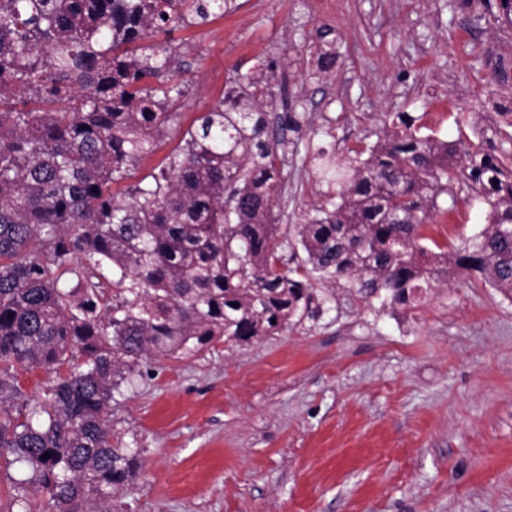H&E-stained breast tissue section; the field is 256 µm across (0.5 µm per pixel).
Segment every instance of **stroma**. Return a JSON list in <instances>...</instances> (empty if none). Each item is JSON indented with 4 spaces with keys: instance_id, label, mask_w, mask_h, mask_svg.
<instances>
[{
    "instance_id": "obj_1",
    "label": "stroma",
    "mask_w": 512,
    "mask_h": 512,
    "mask_svg": "<svg viewBox=\"0 0 512 512\" xmlns=\"http://www.w3.org/2000/svg\"><path fill=\"white\" fill-rule=\"evenodd\" d=\"M488 0H236L172 30L182 128L258 75L304 113L277 206L288 225L335 188L310 163L376 141L404 112L451 141L457 112H512V27ZM340 57L317 68L319 33ZM487 207L424 231L459 246ZM322 311L241 346L160 360L124 382L112 442L135 479L112 512H512V299L446 267L413 307L323 288Z\"/></svg>"
}]
</instances>
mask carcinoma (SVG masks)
<instances>
[{"label":"carcinoma","instance_id":"1","mask_svg":"<svg viewBox=\"0 0 512 512\" xmlns=\"http://www.w3.org/2000/svg\"><path fill=\"white\" fill-rule=\"evenodd\" d=\"M232 5L0 0V458L28 469L6 512H33L39 492L56 512H111L137 469L112 445L127 377L313 320L320 287L409 305L445 256L512 293L511 112L453 141L401 112L371 146L317 151L338 201L291 234L274 196L298 145L283 130L300 132L305 115L271 120L269 90L200 113L164 165L112 192L180 124L174 56L143 40ZM328 33L322 71L338 58ZM472 196L488 205L487 228L450 252L429 248L424 226ZM38 370L47 380L23 397L18 374Z\"/></svg>","mask_w":512,"mask_h":512}]
</instances>
